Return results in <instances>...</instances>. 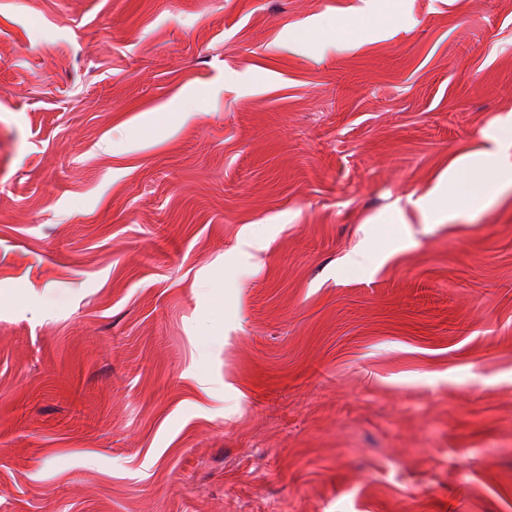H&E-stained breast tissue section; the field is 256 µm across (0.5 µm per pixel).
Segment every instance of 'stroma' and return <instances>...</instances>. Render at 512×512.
Returning <instances> with one entry per match:
<instances>
[{"mask_svg":"<svg viewBox=\"0 0 512 512\" xmlns=\"http://www.w3.org/2000/svg\"><path fill=\"white\" fill-rule=\"evenodd\" d=\"M505 121L512 0H0V512H512ZM380 21L374 16H362L350 29H332L327 28L324 30V41L326 43H335L336 46L350 42L357 35H360L366 28L379 25ZM510 187L512 162L489 156L479 161L461 158L448 171V186L420 208L427 215L450 220L477 204L493 202Z\"/></svg>","mask_w":512,"mask_h":512,"instance_id":"obj_1","label":"stroma"}]
</instances>
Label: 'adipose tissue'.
I'll return each mask as SVG.
<instances>
[{
    "label": "adipose tissue",
    "instance_id": "adipose-tissue-1",
    "mask_svg": "<svg viewBox=\"0 0 512 512\" xmlns=\"http://www.w3.org/2000/svg\"><path fill=\"white\" fill-rule=\"evenodd\" d=\"M512 187V162L488 157L479 161L462 158L448 171V184L434 198L425 201V214L452 219L471 211L475 205L488 204Z\"/></svg>",
    "mask_w": 512,
    "mask_h": 512
}]
</instances>
